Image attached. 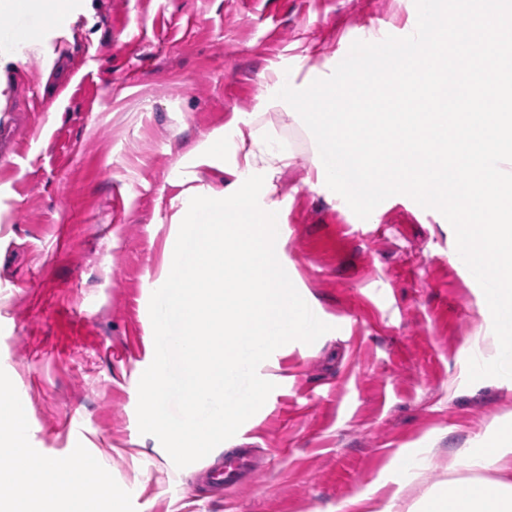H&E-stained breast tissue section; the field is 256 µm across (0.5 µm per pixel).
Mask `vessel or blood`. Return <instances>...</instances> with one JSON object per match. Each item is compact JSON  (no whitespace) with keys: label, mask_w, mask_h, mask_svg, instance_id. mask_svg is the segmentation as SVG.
Wrapping results in <instances>:
<instances>
[{"label":"vessel or blood","mask_w":512,"mask_h":512,"mask_svg":"<svg viewBox=\"0 0 512 512\" xmlns=\"http://www.w3.org/2000/svg\"><path fill=\"white\" fill-rule=\"evenodd\" d=\"M411 8L421 18L419 27L406 31L387 29L380 32L371 49L348 48L336 56L337 67L369 80L394 81L397 59H420L433 61L443 58L451 40L444 33L440 20L452 15L457 9V0H411ZM322 162L326 169L336 175L337 181L348 192L369 202H377L383 188L365 166L361 154L346 151L339 142H323ZM255 463L250 449L238 448L226 453L223 464L203 468V476L231 487H239L250 481Z\"/></svg>","instance_id":"vessel-or-blood-1"}]
</instances>
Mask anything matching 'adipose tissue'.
Returning <instances> with one entry per match:
<instances>
[{"mask_svg":"<svg viewBox=\"0 0 512 512\" xmlns=\"http://www.w3.org/2000/svg\"><path fill=\"white\" fill-rule=\"evenodd\" d=\"M19 11L44 16L62 30L66 0H0V16ZM447 57L432 68L402 61L400 77L382 93L357 76H335L312 65L303 80L287 71L265 79L254 114L234 113L225 132L191 147L188 158L228 175L224 188L178 183L175 224L196 223L222 200L232 223L215 218L198 244L194 276L172 305L207 342L184 356L188 381L213 388L234 365L227 344L238 329L262 336L296 300L263 248V225L278 209L284 172L296 155L259 118L282 112L299 118L311 139L346 148L375 145L366 158L386 192L419 194L449 210L458 241L456 259L479 263L495 255L494 272L512 275V0H458L450 19ZM0 385V512L32 500L36 512H122L112 473L100 455L79 451L60 462L25 448L24 412ZM449 480L429 487L406 512H512V421L501 423L483 447L460 448L448 461Z\"/></svg>","mask_w":512,"mask_h":512,"instance_id":"adipose-tissue-1","label":"adipose tissue"}]
</instances>
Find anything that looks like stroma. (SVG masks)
<instances>
[{
    "label": "stroma",
    "mask_w": 512,
    "mask_h": 512,
    "mask_svg": "<svg viewBox=\"0 0 512 512\" xmlns=\"http://www.w3.org/2000/svg\"><path fill=\"white\" fill-rule=\"evenodd\" d=\"M390 0H93L50 36L52 70L28 51L4 73L0 119L26 110L12 181L0 184V384L26 412L23 439L66 461L102 452L123 512H357L353 499L403 504L448 477V455L512 419V380L472 365L490 329L479 286L454 260L448 212L406 198L377 204L310 187L311 143L298 148L278 200L286 271L329 332L262 362L267 401L231 439L258 453L252 479L197 490L141 434L138 383L148 366L128 340L177 235L169 175L194 144L253 108L275 69L298 76L310 46L332 54L389 23ZM122 198L121 219L112 201ZM85 434L75 438L70 415ZM415 448L425 470L395 463Z\"/></svg>",
    "instance_id": "35a3bbf8"
}]
</instances>
